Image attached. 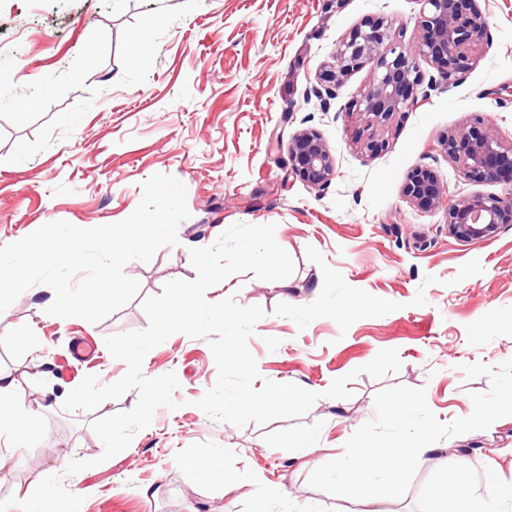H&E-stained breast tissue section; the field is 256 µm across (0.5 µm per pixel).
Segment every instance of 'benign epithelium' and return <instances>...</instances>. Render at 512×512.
<instances>
[{
    "label": "benign epithelium",
    "mask_w": 512,
    "mask_h": 512,
    "mask_svg": "<svg viewBox=\"0 0 512 512\" xmlns=\"http://www.w3.org/2000/svg\"><path fill=\"white\" fill-rule=\"evenodd\" d=\"M420 2L423 19L411 45H404V28L393 22L383 17L367 22L336 45L329 69L311 93L326 100L352 71L369 63L370 80L348 111L364 113L380 123L417 105L422 65L438 72L439 79L430 88L455 84L476 64L488 41L480 0ZM440 145L469 180L503 184L505 193L453 196L434 171L416 167L404 185L407 200L425 210L445 208L449 233L463 242L490 239L502 225L512 224V140L478 118L448 133ZM288 155L296 175L314 188L326 187L336 174V160L315 129L296 130L288 140Z\"/></svg>",
    "instance_id": "1"
}]
</instances>
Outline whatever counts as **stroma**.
I'll list each match as a JSON object with an SVG mask.
<instances>
[{"instance_id":"35a3bbf8","label":"stroma","mask_w":512,"mask_h":512,"mask_svg":"<svg viewBox=\"0 0 512 512\" xmlns=\"http://www.w3.org/2000/svg\"><path fill=\"white\" fill-rule=\"evenodd\" d=\"M488 44L453 87L429 91L410 112L383 124L348 112L368 83L360 67L327 101L310 87L356 27L383 16L417 35L420 0H0V246L53 221L80 228L121 221L154 174L186 186L190 216L178 243L125 272L140 296L92 324L48 315L52 290L37 285L0 314V371L20 382L37 437L10 447L0 500L18 502L31 462L52 474L50 512H436L428 495L448 484L483 500L512 484V416L490 428L437 442L404 497L353 503L310 487L312 458L342 455L351 435L375 416L380 390L422 388L443 423L469 416L470 395L487 377L462 367L512 359V224L494 237L462 242L444 209L424 211L403 195L408 173L432 169L452 194H502L501 184L468 181L439 146L475 118L512 137V0H481ZM320 131L336 158L321 189L297 177L288 140ZM375 140L382 148L368 152ZM236 223L272 224L295 263L286 282L247 272L209 288V302L234 298L261 306L248 347L261 377L295 383L318 400L300 418L239 428L195 405L217 379L207 340L172 335L150 350L146 376L175 373L178 409L159 408L130 446L102 460L94 418L131 409L136 392L95 412H68L76 386L58 364L80 338L101 357L79 376L110 384L126 372L104 348L108 335L146 328L141 307L172 279L192 280L189 251L213 244ZM399 351L398 373H361L383 349ZM351 375V398L324 392ZM466 449L445 472L441 453ZM217 458L234 486L186 469ZM75 459L90 468L70 475Z\"/></svg>"}]
</instances>
